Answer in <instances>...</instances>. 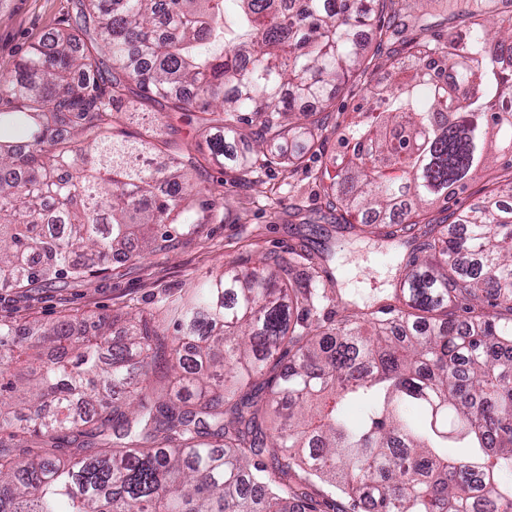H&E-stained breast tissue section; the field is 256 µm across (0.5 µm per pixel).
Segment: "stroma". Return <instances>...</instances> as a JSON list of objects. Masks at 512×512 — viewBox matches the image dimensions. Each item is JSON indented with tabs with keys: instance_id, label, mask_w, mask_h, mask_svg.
Here are the masks:
<instances>
[{
	"instance_id": "35a3bbf8",
	"label": "stroma",
	"mask_w": 512,
	"mask_h": 512,
	"mask_svg": "<svg viewBox=\"0 0 512 512\" xmlns=\"http://www.w3.org/2000/svg\"><path fill=\"white\" fill-rule=\"evenodd\" d=\"M80 23L76 0H0V74L11 72L30 46L48 33ZM389 84L385 66L351 79L336 97L337 120H350L366 93L382 94ZM168 126L176 129L177 140L188 144L193 155H208L209 143L198 135L194 117L171 111L164 103L149 104L131 130L161 132ZM340 137V132L327 130L324 147L312 149L300 168L263 171L255 184L238 181L232 169L206 164L200 181L221 194V220L199 225L196 234L180 238L171 252L121 260L93 278L0 290V323L155 313L161 300L247 256L294 261L302 254L313 255L317 281L333 288L332 301L323 305L325 315L335 314L346 303L362 309L376 305L380 295L391 292L400 257L419 241L410 236L392 241L338 225L316 176L324 169L335 171Z\"/></svg>"
}]
</instances>
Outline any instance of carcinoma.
<instances>
[{
    "label": "carcinoma",
    "mask_w": 512,
    "mask_h": 512,
    "mask_svg": "<svg viewBox=\"0 0 512 512\" xmlns=\"http://www.w3.org/2000/svg\"><path fill=\"white\" fill-rule=\"evenodd\" d=\"M411 2L78 0L83 27L0 75L1 289L95 277L219 216L188 193L180 142L126 129L130 82L195 113L211 161L246 182L323 142L373 62L369 27L407 77L356 109L326 205L423 237L383 319L346 307L326 324L327 289L297 265L245 260L163 301L161 323L0 324V512H326L336 493L341 512H512V10L493 31L497 0H463L461 42ZM103 48L110 79L92 69ZM478 170L459 231L430 223L423 205ZM259 376L263 395L246 390Z\"/></svg>",
    "instance_id": "obj_1"
}]
</instances>
